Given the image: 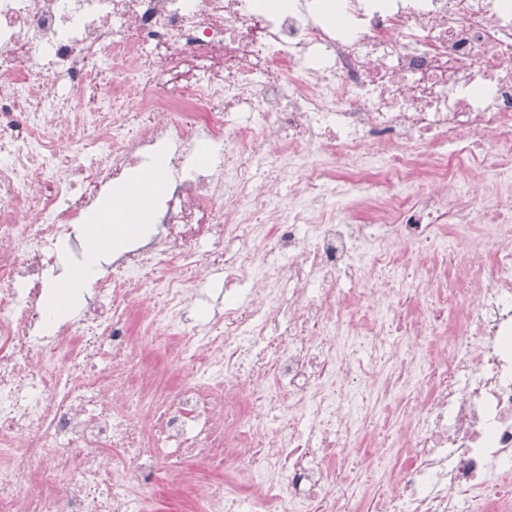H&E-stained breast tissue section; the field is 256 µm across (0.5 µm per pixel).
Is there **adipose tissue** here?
I'll use <instances>...</instances> for the list:
<instances>
[{
    "instance_id": "adipose-tissue-1",
    "label": "adipose tissue",
    "mask_w": 512,
    "mask_h": 512,
    "mask_svg": "<svg viewBox=\"0 0 512 512\" xmlns=\"http://www.w3.org/2000/svg\"><path fill=\"white\" fill-rule=\"evenodd\" d=\"M164 179L161 166H154L139 178L137 193L124 192L111 196L104 202L98 215L89 218L85 226L87 250L83 262L72 272L63 289L53 293L48 300L54 314L65 315L82 289L89 284L104 252L111 250L112 246L131 233L136 223L147 218L144 200L162 189Z\"/></svg>"
}]
</instances>
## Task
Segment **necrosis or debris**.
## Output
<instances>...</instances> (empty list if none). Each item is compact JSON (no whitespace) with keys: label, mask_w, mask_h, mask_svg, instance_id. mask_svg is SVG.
Instances as JSON below:
<instances>
[{"label":"necrosis or debris","mask_w":512,"mask_h":512,"mask_svg":"<svg viewBox=\"0 0 512 512\" xmlns=\"http://www.w3.org/2000/svg\"><path fill=\"white\" fill-rule=\"evenodd\" d=\"M200 133L224 180L177 182L53 323L54 244ZM202 244L251 286L220 328ZM186 460L184 512H512V0H0V512H155ZM227 278L225 273H212L204 283H195L194 288H198L205 296L199 309L193 313V317L205 318L210 315L212 318L216 308L224 310V288ZM223 290V292H222Z\"/></svg>","instance_id":"1"}]
</instances>
